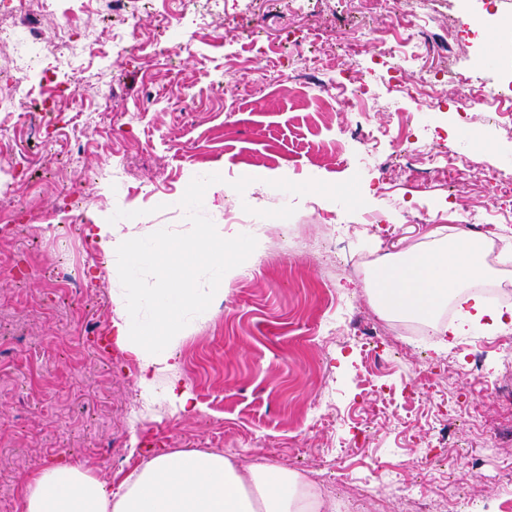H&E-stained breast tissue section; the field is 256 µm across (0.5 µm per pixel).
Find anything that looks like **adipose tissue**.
Returning a JSON list of instances; mask_svg holds the SVG:
<instances>
[{"mask_svg": "<svg viewBox=\"0 0 512 512\" xmlns=\"http://www.w3.org/2000/svg\"><path fill=\"white\" fill-rule=\"evenodd\" d=\"M203 234L211 248L199 251L182 243L176 262H168L166 244L146 253L140 238L116 234L113 225H92L89 234L104 256L124 254L150 258L155 288V317L144 324L137 319L138 292L120 304L112 325L117 343L139 368L138 384L151 391L160 370L173 371L177 361L170 349L181 335L185 316L202 298L192 288L197 264L223 265L232 249L224 240V227L206 224ZM490 273L485 252L465 238H437L406 258L386 260L376 271L373 298L386 313L421 322L435 321L440 307L475 281ZM491 327L512 326V310L485 307L473 298L467 317L446 325L445 347H455L472 323ZM297 472L260 460L242 465L236 455L201 449L164 450L153 454L118 487L102 481L92 467L56 463L30 474L23 491V512H320Z\"/></svg>", "mask_w": 512, "mask_h": 512, "instance_id": "1", "label": "adipose tissue"}]
</instances>
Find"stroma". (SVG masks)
Listing matches in <instances>:
<instances>
[{"label":"stroma","instance_id":"35a3bbf8","mask_svg":"<svg viewBox=\"0 0 512 512\" xmlns=\"http://www.w3.org/2000/svg\"><path fill=\"white\" fill-rule=\"evenodd\" d=\"M134 14L141 40H166L171 58L133 54L122 38ZM170 17L160 29L162 17ZM356 0H127L126 8L82 14L97 31L79 73L43 57L31 73L32 95L0 112V145L16 162L14 207L0 211V506L22 512L25 477L65 460L92 464L119 485L157 449L240 453L267 460L311 482L327 506L349 496L356 512H406L407 493L424 503L447 496L453 512H512V405L491 404L460 377L467 347L485 337L472 328L453 350L415 334L410 319L376 305L369 284L375 265L353 273L355 256L386 259L431 239L466 234L465 210L495 213L499 196L481 179L449 176L410 181L392 146L378 161L363 153L357 112L374 126H397L409 113L418 132L442 126L448 151L512 175V133L479 113L461 118L451 76L491 82L512 73V22L494 26L510 45L481 68L467 42L422 50V63L448 72L430 95L399 98L385 65L370 52L352 60L374 92L358 110L340 109L330 82L338 61H297L261 85L264 58L245 43L309 52V36L350 42L371 22ZM111 87V97L101 90ZM271 179L241 196V177ZM229 190L208 200L210 178ZM426 204L435 223L419 219ZM110 222L154 246L197 240L204 224L223 225L236 248L226 256L236 274L199 264L206 294L176 351V372H160L158 389L178 378L199 409L175 413L170 403L139 412L138 370L121 349L101 350L117 317L114 300L151 286L149 265L123 255L105 259L87 233ZM351 311L327 306L320 283ZM396 328L373 368L368 346L347 327L355 314ZM488 380L512 392V330L497 346L478 349ZM428 368L434 389L417 378ZM458 411L446 426L444 407ZM419 422L409 445L408 418ZM486 462L481 475L469 463Z\"/></svg>","mask_w":512,"mask_h":512}]
</instances>
